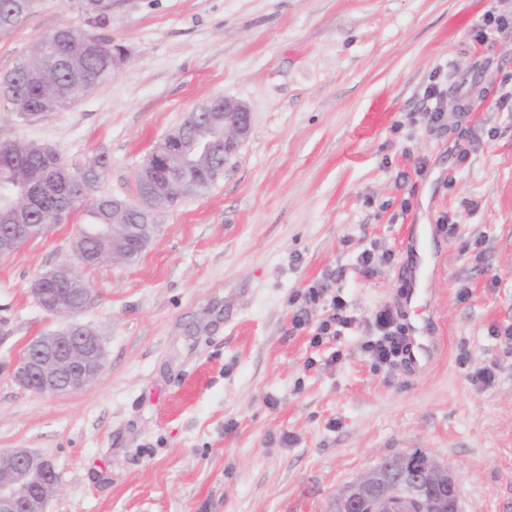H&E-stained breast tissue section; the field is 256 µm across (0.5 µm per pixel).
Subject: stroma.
<instances>
[{
  "label": "stroma",
  "mask_w": 512,
  "mask_h": 512,
  "mask_svg": "<svg viewBox=\"0 0 512 512\" xmlns=\"http://www.w3.org/2000/svg\"><path fill=\"white\" fill-rule=\"evenodd\" d=\"M488 11L512 23V0H112L99 33L122 59L107 80L31 122L0 106L1 139L105 156L99 190L118 197L201 102L252 114L223 174L160 215L138 262L85 271L79 321L106 360L82 391L13 377L27 341L66 324L31 285L69 257L77 221L0 261V449L53 461L49 512H330L415 448L455 474L461 512H512V26L481 43ZM65 25L90 28L75 0L0 27V74ZM434 75L441 127L421 117ZM412 224L439 253L428 307L444 343L420 376L364 350L379 309L410 315ZM366 249L393 259L362 276ZM330 274L355 322L315 347L291 299Z\"/></svg>",
  "instance_id": "35a3bbf8"
}]
</instances>
